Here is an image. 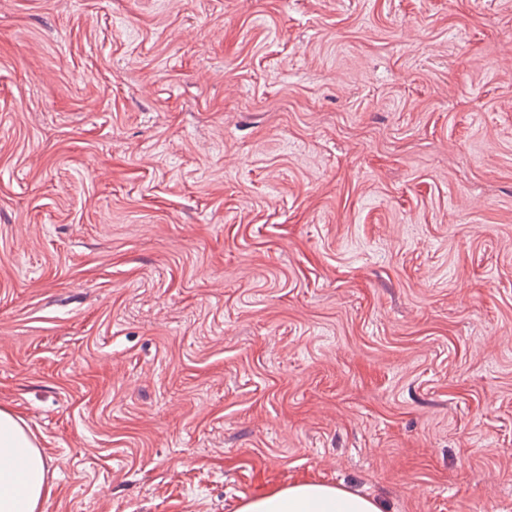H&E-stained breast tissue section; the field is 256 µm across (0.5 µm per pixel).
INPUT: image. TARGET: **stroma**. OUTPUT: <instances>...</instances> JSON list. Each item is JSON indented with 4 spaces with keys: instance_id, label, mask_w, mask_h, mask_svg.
<instances>
[{
    "instance_id": "stroma-1",
    "label": "stroma",
    "mask_w": 512,
    "mask_h": 512,
    "mask_svg": "<svg viewBox=\"0 0 512 512\" xmlns=\"http://www.w3.org/2000/svg\"><path fill=\"white\" fill-rule=\"evenodd\" d=\"M0 408L41 512H512V0H0ZM238 512H381L371 497L338 486L300 482L242 503Z\"/></svg>"
}]
</instances>
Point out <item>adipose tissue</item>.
Listing matches in <instances>:
<instances>
[{"label": "adipose tissue", "mask_w": 512, "mask_h": 512, "mask_svg": "<svg viewBox=\"0 0 512 512\" xmlns=\"http://www.w3.org/2000/svg\"><path fill=\"white\" fill-rule=\"evenodd\" d=\"M51 464L27 423L0 409V512H39L51 490ZM238 512H381L373 498L338 486L300 482L253 497Z\"/></svg>", "instance_id": "1"}]
</instances>
